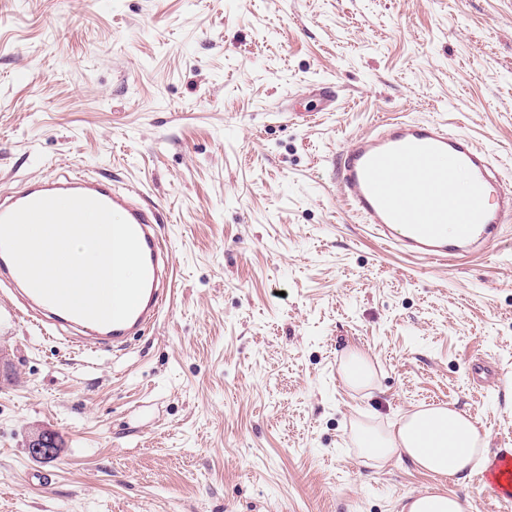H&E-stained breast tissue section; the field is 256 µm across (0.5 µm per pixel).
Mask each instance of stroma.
Returning a JSON list of instances; mask_svg holds the SVG:
<instances>
[{
    "instance_id": "1",
    "label": "stroma",
    "mask_w": 512,
    "mask_h": 512,
    "mask_svg": "<svg viewBox=\"0 0 512 512\" xmlns=\"http://www.w3.org/2000/svg\"><path fill=\"white\" fill-rule=\"evenodd\" d=\"M446 118L512 181V0H0V194L111 175L167 216L169 306L126 350L45 335L0 287V512H512L355 442L408 412L512 454V228L441 264L336 187L379 118ZM352 351L370 387L342 379ZM491 366L478 383L470 366ZM48 432L57 457L33 460ZM341 373L346 384L353 389H362L368 386L374 378L371 362L357 353H350L344 358ZM399 512H468L469 503L455 496L422 492L403 499Z\"/></svg>"
}]
</instances>
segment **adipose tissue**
<instances>
[{
  "label": "adipose tissue",
  "mask_w": 512,
  "mask_h": 512,
  "mask_svg": "<svg viewBox=\"0 0 512 512\" xmlns=\"http://www.w3.org/2000/svg\"><path fill=\"white\" fill-rule=\"evenodd\" d=\"M356 440L375 461L384 463L399 454L442 477H466L488 463L475 419L445 406L409 412L386 431L358 428Z\"/></svg>",
  "instance_id": "ef3b65f1"
}]
</instances>
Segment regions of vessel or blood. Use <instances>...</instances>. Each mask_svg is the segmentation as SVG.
<instances>
[{
  "mask_svg": "<svg viewBox=\"0 0 512 512\" xmlns=\"http://www.w3.org/2000/svg\"><path fill=\"white\" fill-rule=\"evenodd\" d=\"M462 170L468 191L451 197L450 175ZM336 183L350 209L371 235L405 255L431 262L480 250L512 220V184L503 181L486 154L466 134H453L444 120L401 119L354 138L336 164ZM82 195L124 217L142 247L147 282L142 299L122 323L99 324L29 296V313L56 330L85 328L98 347L120 348L158 319L171 296L169 253L156 226L159 211L137 204L111 179L75 170L51 179H30L0 199V217L40 198ZM458 225L448 237L445 224Z\"/></svg>",
  "mask_w": 512,
  "mask_h": 512,
  "instance_id": "vessel-or-blood-1",
  "label": "vessel or blood"
}]
</instances>
